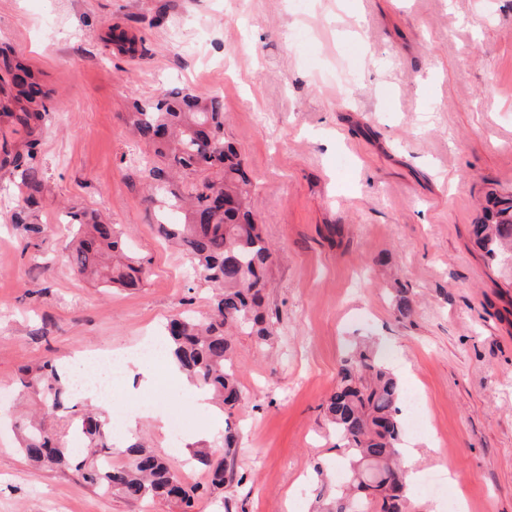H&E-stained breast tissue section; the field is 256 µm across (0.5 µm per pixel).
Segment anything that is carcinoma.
Returning a JSON list of instances; mask_svg holds the SVG:
<instances>
[{
  "mask_svg": "<svg viewBox=\"0 0 512 512\" xmlns=\"http://www.w3.org/2000/svg\"><path fill=\"white\" fill-rule=\"evenodd\" d=\"M0 95V180L23 202L16 224L27 235L38 234V211L48 192L38 145L49 94L24 65L3 52ZM125 120L153 151L155 161L146 171L151 201L161 215L160 234L190 255L201 280L215 290L207 318L187 313L169 322L167 351L188 379L232 409L241 401V390L230 337L240 331L265 344L274 335L265 309L273 252L256 219L251 180L224 139V101L218 94L199 96L174 87L155 100L134 102ZM494 207L472 226V233L489 261L512 271V196L498 199ZM173 211L184 212L182 223L168 222ZM69 223L78 275L101 288L139 287L145 268L127 253L119 225L79 210L69 212ZM20 383L53 411L67 408L74 393L73 380L61 376L50 361L22 370ZM401 399L399 380L373 345L354 344L326 403L351 473L349 494L336 499L333 512H404ZM70 427L78 429L88 456L81 448L60 444L35 418L23 431V456L34 465L63 466L87 485L103 492L115 489L129 501L176 498L190 512L198 489L185 486L166 456L133 442L125 449L130 462L114 467L96 414L81 411ZM193 458L207 470L210 490L233 480L210 449H195Z\"/></svg>",
  "mask_w": 512,
  "mask_h": 512,
  "instance_id": "carcinoma-1",
  "label": "carcinoma"
}]
</instances>
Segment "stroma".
<instances>
[{"label":"stroma","mask_w":512,"mask_h":512,"mask_svg":"<svg viewBox=\"0 0 512 512\" xmlns=\"http://www.w3.org/2000/svg\"><path fill=\"white\" fill-rule=\"evenodd\" d=\"M111 25L141 39V56L105 41ZM0 45L51 94L38 238L15 227L0 191V512H183L32 468L17 427L42 406L21 368L129 350L173 315L208 309L210 288L158 238L122 120L173 86L224 98V135L274 250L275 334L234 338V409L195 408L191 385L152 365L126 374L103 422L163 398L134 434L188 485L208 476L185 445L220 453L236 431L234 482L193 512H320L345 460L323 405L369 336L404 391L423 396L421 426L402 416L415 471L459 478L443 497L409 491L407 512H448L452 496L460 512H512V286L471 234L488 198L512 194V0H0ZM72 207L120 225L147 270L140 288L73 273ZM398 288L414 301L406 318ZM173 414L186 424L177 451Z\"/></svg>","instance_id":"35a3bbf8"}]
</instances>
